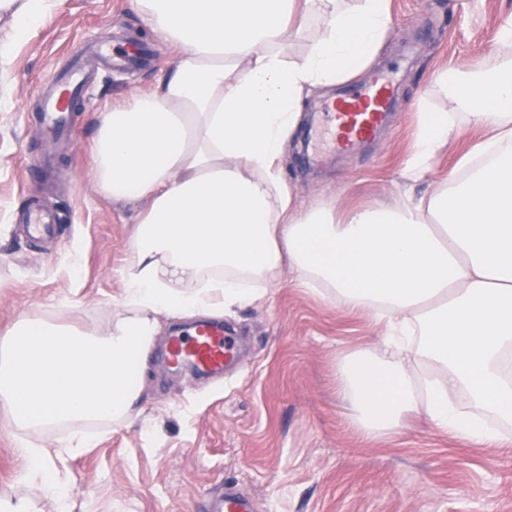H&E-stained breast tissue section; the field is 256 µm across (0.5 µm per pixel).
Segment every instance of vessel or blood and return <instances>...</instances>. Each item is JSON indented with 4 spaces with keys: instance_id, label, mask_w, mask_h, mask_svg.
Masks as SVG:
<instances>
[{
    "instance_id": "b4317fda",
    "label": "vessel or blood",
    "mask_w": 512,
    "mask_h": 512,
    "mask_svg": "<svg viewBox=\"0 0 512 512\" xmlns=\"http://www.w3.org/2000/svg\"><path fill=\"white\" fill-rule=\"evenodd\" d=\"M87 80L78 67L48 77L41 93L40 127L45 134L54 138L71 136L69 105L80 97ZM394 94L393 83L378 76L364 87L348 89L338 103L329 106L325 121L337 150H356L388 129ZM23 221L28 235L39 238L52 232L56 219L50 213L32 209L24 214ZM236 346L235 336L222 326L201 322L187 335L172 337L168 354L174 366L187 365L199 374H220L235 358ZM252 508L247 495L228 489L223 497L210 503L209 512H252Z\"/></svg>"
}]
</instances>
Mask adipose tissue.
Listing matches in <instances>:
<instances>
[{
    "instance_id": "ef3b65f1",
    "label": "adipose tissue",
    "mask_w": 512,
    "mask_h": 512,
    "mask_svg": "<svg viewBox=\"0 0 512 512\" xmlns=\"http://www.w3.org/2000/svg\"><path fill=\"white\" fill-rule=\"evenodd\" d=\"M153 32L177 48L146 94L101 113L98 188L147 199L123 272L121 310L105 334L20 319L0 334V402L20 427L69 428L64 454L89 446L78 423L138 415L130 368L146 370L161 316L222 315L254 302L282 271L383 323L382 353L336 362L350 423L373 439L424 412L465 445H497L512 421V23L497 64L441 75L484 137L460 178L427 198L352 212L293 214L276 162L311 90L364 67L391 24L387 0H137ZM320 14L325 31L289 61V21ZM452 128L423 113L407 178L430 169ZM466 396L470 412L457 404ZM22 482L69 512V488L43 448L19 445Z\"/></svg>"
}]
</instances>
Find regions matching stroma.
<instances>
[{"mask_svg":"<svg viewBox=\"0 0 512 512\" xmlns=\"http://www.w3.org/2000/svg\"><path fill=\"white\" fill-rule=\"evenodd\" d=\"M392 24L360 72L316 93L283 161L296 210L332 207L337 220L444 189L458 159L482 137L454 110L436 77L444 70L492 67L497 33L512 20V0H389ZM129 42L145 50L131 68L108 69L89 45ZM175 49L154 34L135 0H47L15 36L0 17V333L23 318L102 334L123 295V271L141 199L102 195L92 174L97 116L149 91ZM81 63L96 76L71 116V142L48 148L37 129L47 78ZM393 78L388 130L350 152L336 151L323 113L348 83ZM454 112V130L419 181L404 169L421 112ZM58 211L53 237L22 230L25 209ZM241 350L223 374L171 368L165 352L192 319L169 318L150 354L141 413L121 425L93 424L92 443L71 458L57 450L62 429L27 433L0 405V499L56 502L17 480L19 441L52 452L65 475L71 512H205L206 501L235 485L254 512H512V445L465 446L423 416L376 440L360 437L338 395L336 361L375 346L382 327L337 299L301 286L288 272L264 296L221 316Z\"/></svg>","mask_w":512,"mask_h":512,"instance_id":"1","label":"stroma"}]
</instances>
